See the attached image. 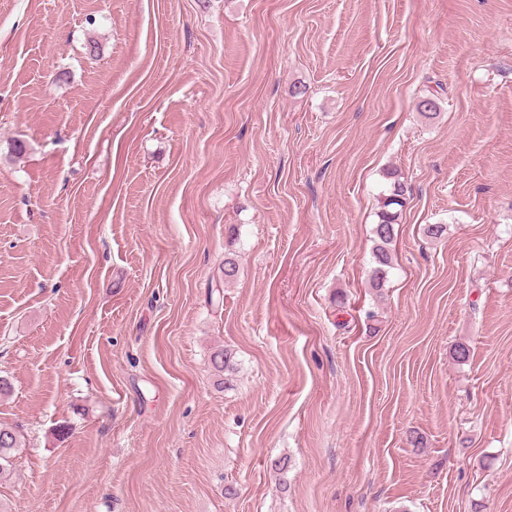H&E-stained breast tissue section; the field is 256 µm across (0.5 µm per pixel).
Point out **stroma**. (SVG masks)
Segmentation results:
<instances>
[{"label": "stroma", "mask_w": 512, "mask_h": 512, "mask_svg": "<svg viewBox=\"0 0 512 512\" xmlns=\"http://www.w3.org/2000/svg\"><path fill=\"white\" fill-rule=\"evenodd\" d=\"M0 377V512H512V0H0ZM390 194L382 202L381 210L378 213V222L374 228L375 247L373 249V260L375 266L372 270L371 280L373 288H382L384 285L387 268L391 267L392 256L389 245L394 237V225L397 224L400 213L396 207H403L406 195L405 185L395 177ZM22 436L15 427L0 424V476L4 472L1 461L9 462L8 459L16 448H22Z\"/></svg>", "instance_id": "obj_1"}]
</instances>
